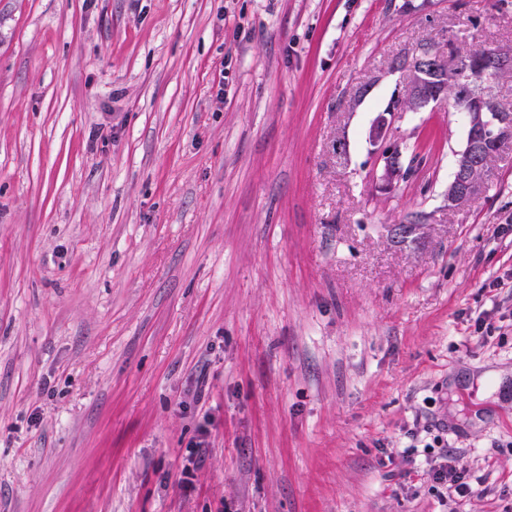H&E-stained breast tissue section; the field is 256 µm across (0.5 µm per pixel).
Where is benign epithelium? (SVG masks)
<instances>
[{"mask_svg":"<svg viewBox=\"0 0 512 512\" xmlns=\"http://www.w3.org/2000/svg\"><path fill=\"white\" fill-rule=\"evenodd\" d=\"M392 72L406 71L411 85L419 92L417 104L413 112H423L438 102L426 92L431 75L437 74L444 79L454 82L460 87L466 86L468 63L458 59L448 62V58L430 50L419 51L413 60L407 64H396ZM479 107L467 110L466 124L468 137L462 150L456 153L455 169L448 183V206L453 207L474 195L477 184L469 177V171L483 166L492 156V144L487 142L486 131L494 127L507 135L512 133V115L498 110L488 99L478 97ZM404 116L401 111L380 112L372 120L367 130V140L373 148V154L381 164L378 175L379 188L386 192H394L401 182L408 180L416 171L418 160L414 157L404 161L402 150L393 141L395 123Z\"/></svg>","mask_w":512,"mask_h":512,"instance_id":"obj_1","label":"benign epithelium"}]
</instances>
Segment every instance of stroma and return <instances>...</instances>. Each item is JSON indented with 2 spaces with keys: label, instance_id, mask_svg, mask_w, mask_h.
Listing matches in <instances>:
<instances>
[{
  "label": "stroma",
  "instance_id": "stroma-1",
  "mask_svg": "<svg viewBox=\"0 0 512 512\" xmlns=\"http://www.w3.org/2000/svg\"><path fill=\"white\" fill-rule=\"evenodd\" d=\"M450 39L512 0H0V512H512V140L365 138ZM415 98L412 91L408 95L392 97L383 110L395 109L400 111L379 112L372 120L367 130V140L372 146L373 154L381 164L377 180L379 188L386 192H395L402 181L408 180L416 171L418 160L411 156L407 164L402 150L392 140L395 123L413 108ZM403 111V112H401Z\"/></svg>",
  "mask_w": 512,
  "mask_h": 512
}]
</instances>
